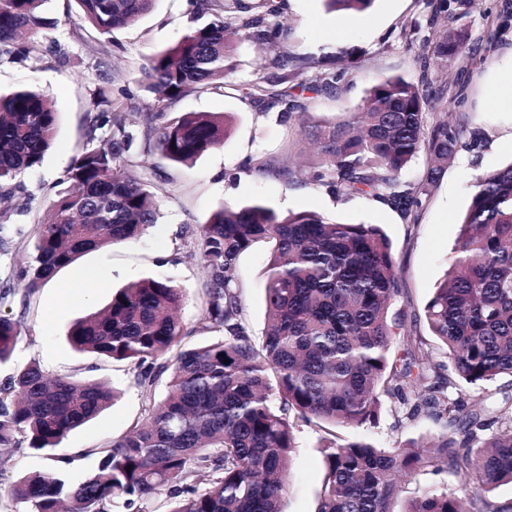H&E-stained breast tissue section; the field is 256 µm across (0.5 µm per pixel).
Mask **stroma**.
Instances as JSON below:
<instances>
[{"instance_id": "obj_1", "label": "stroma", "mask_w": 512, "mask_h": 512, "mask_svg": "<svg viewBox=\"0 0 512 512\" xmlns=\"http://www.w3.org/2000/svg\"><path fill=\"white\" fill-rule=\"evenodd\" d=\"M283 3L285 35L280 49L305 63V77H314L323 65L346 53L348 74L338 92L319 97L300 93L297 99L304 104V111L280 120V103L251 102L236 92V85L259 78L255 65L269 54L263 45L240 44L222 89L191 93L173 102L166 112L170 118L184 112L235 113L236 125L224 145L193 166H174L155 152L152 143L137 137L130 159L159 189L158 224L140 238L86 254L29 297L22 288L14 287L13 271L30 255L53 187L85 141L95 89L106 79L113 90L129 89L133 95L132 120L137 127H144L152 114V96L139 87L141 68L148 56L175 46L188 32L192 6L190 0H158L154 11L140 22L104 37L76 21L75 0H48L46 15L56 22L50 41L23 61L0 57L1 92L37 86L49 95L58 114L54 148L40 167L17 179L28 199V209L12 215L0 233V288H13L11 295L0 299V316L20 325L13 357L0 366V384L16 369L34 362L51 377L108 381L120 390L109 409L76 429L51 455L23 446L0 466V512H28V504L15 501L10 494L13 481L24 473L55 468L69 483L82 482L95 468L100 449L126 433L147 408L132 365L80 353L70 346L67 333L76 319L104 306L113 292L127 283L161 275L184 291L180 317L190 334L183 339L182 348L222 339V331L198 324L205 305L207 275L193 255L192 236L218 204L260 200L282 213L315 211L344 222L379 225L391 242L399 272L400 293L392 310L406 328L428 336L425 305L458 254V219L469 206V186L477 175L512 164V107L498 100L503 83L512 79V0H476L468 14L439 19L433 27L437 33L467 29L475 52L461 54L448 68L433 64L428 69L434 86L463 89L462 103L449 105L443 113H428V124L444 118L450 125L462 127L464 134L453 159L429 187L412 221L382 199H342L327 187L313 184L311 175L320 157L304 130L314 122L349 119L378 77L418 75L419 65L406 50L401 33L413 24H425V0H375L370 10L360 14L326 12L322 0ZM251 157L263 158L266 169L247 167ZM283 168L289 170V177L280 176ZM270 252L269 243H256L237 264L242 320L250 342L256 346L262 343L266 321ZM85 268L101 271L105 282L90 301L71 300L66 291ZM442 430L441 422L424 414L412 422H399L393 405L387 403L371 435L381 446L392 448ZM299 440L285 509L317 512L325 474L321 435L304 426Z\"/></svg>"}]
</instances>
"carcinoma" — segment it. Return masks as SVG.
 <instances>
[{"label":"carcinoma","instance_id":"carcinoma-1","mask_svg":"<svg viewBox=\"0 0 512 512\" xmlns=\"http://www.w3.org/2000/svg\"><path fill=\"white\" fill-rule=\"evenodd\" d=\"M48 0H0V54L25 57L53 22ZM77 20L101 35L135 24L156 0H75ZM331 10L364 12L374 0H325ZM194 26L180 42L152 54L141 85L156 95V116L170 101L224 87L231 43L251 39L274 48L283 35L278 0H192ZM421 61L446 65L468 48L463 29L420 35ZM278 72L237 86L243 99H273L282 114L300 108L284 85L299 77L286 55L266 60ZM321 71L308 89L327 94L344 80ZM130 94L112 95L109 81L93 93L100 108L86 144L37 228L33 254L14 280L29 296L85 253L144 234L160 219L159 192L128 159L136 139L128 118ZM446 90L426 77L374 80L351 118L314 124L306 136L321 155L312 179L338 197L371 195L404 217L416 216L426 187L442 174L464 130L440 121L425 129V114L447 107ZM233 113L186 112L153 129L161 156L188 166L220 147ZM57 112L42 92L20 88L0 95V192L15 196L14 180L39 166L53 147ZM431 159L425 179L402 174L420 151ZM272 243L266 282L268 319L261 349L241 318L236 270L254 243ZM208 276L203 326L222 327V340L160 358L187 336L179 316L183 293L154 276L131 282L108 304L73 323L71 346L137 370L149 401L145 416L107 448L78 484L55 470L20 477L12 497L30 512H146L164 491L168 512H284L293 449V420L321 430L374 427L383 402L412 421L422 409L446 431L429 441L382 448L355 435L324 446L325 475L317 512H506L483 496L512 484V395L471 405L451 394L462 382L480 388L512 378V164L478 175L461 221L458 258L425 306L431 335L454 365L431 360L428 344L391 315L399 277L387 236L376 224L347 223L314 211L283 215L254 201L221 204L194 238ZM17 324L0 318V364L10 361ZM402 342V358L392 356ZM229 363H224V360ZM167 390L155 401L159 384ZM0 400V459L17 451L22 435L33 451L50 454L69 434L112 403L100 381L47 377L31 363L16 370ZM414 404H409V400ZM449 469L475 486L469 497L423 489L402 510L401 481L422 471Z\"/></svg>","mask_w":512,"mask_h":512}]
</instances>
